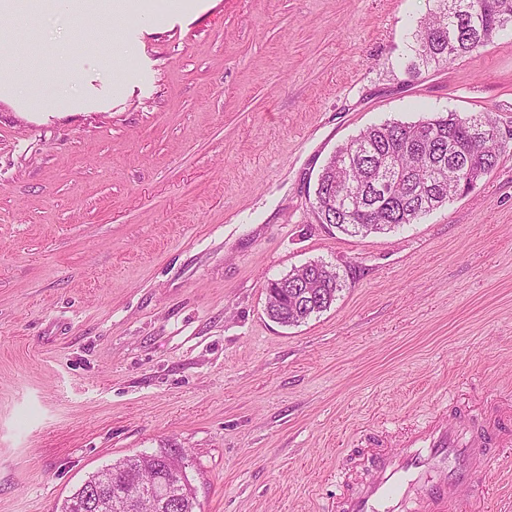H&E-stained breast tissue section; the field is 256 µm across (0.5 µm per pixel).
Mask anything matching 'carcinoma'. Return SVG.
I'll return each instance as SVG.
<instances>
[{
  "label": "carcinoma",
  "instance_id": "1",
  "mask_svg": "<svg viewBox=\"0 0 512 512\" xmlns=\"http://www.w3.org/2000/svg\"><path fill=\"white\" fill-rule=\"evenodd\" d=\"M413 34L407 73L447 65L512 32V0H427ZM487 113L448 112L415 122L371 125L336 149L318 176L312 208L319 223L350 235L384 233L413 224L473 189L512 150ZM343 280L336 268L313 261L266 288L267 315L296 326L336 301ZM180 457L163 450L112 463V492H129L127 476L162 477L177 499L163 512H195L187 475H174Z\"/></svg>",
  "mask_w": 512,
  "mask_h": 512
}]
</instances>
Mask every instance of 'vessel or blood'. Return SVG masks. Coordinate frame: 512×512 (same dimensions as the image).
I'll return each mask as SVG.
<instances>
[{
    "label": "vessel or blood",
    "mask_w": 512,
    "mask_h": 512,
    "mask_svg": "<svg viewBox=\"0 0 512 512\" xmlns=\"http://www.w3.org/2000/svg\"><path fill=\"white\" fill-rule=\"evenodd\" d=\"M510 427L511 408L484 421L436 416L393 446L361 449L336 512H458L464 501L480 512L477 480Z\"/></svg>",
    "instance_id": "vessel-or-blood-1"
}]
</instances>
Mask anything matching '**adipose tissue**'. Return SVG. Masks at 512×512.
I'll list each match as a JSON object with an SVG mask.
<instances>
[{
	"mask_svg": "<svg viewBox=\"0 0 512 512\" xmlns=\"http://www.w3.org/2000/svg\"><path fill=\"white\" fill-rule=\"evenodd\" d=\"M134 7L132 0H0V71L9 73V80L0 81V97L13 100L21 108L34 112H60L77 109L82 105L77 96L61 92L46 96L26 90L29 57L18 45L15 32L8 19L20 17L35 23L45 12L58 8L75 17L96 16L112 18L128 14ZM112 46L88 35L70 46L56 70V80L66 86L80 79L86 64L102 57H111Z\"/></svg>",
	"mask_w": 512,
	"mask_h": 512,
	"instance_id": "obj_1",
	"label": "adipose tissue"
}]
</instances>
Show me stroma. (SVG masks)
I'll use <instances>...</instances> for the list:
<instances>
[{
  "label": "stroma",
  "instance_id": "1",
  "mask_svg": "<svg viewBox=\"0 0 512 512\" xmlns=\"http://www.w3.org/2000/svg\"><path fill=\"white\" fill-rule=\"evenodd\" d=\"M425 0H169L90 27L87 108L0 99V512H60L94 471L179 448L197 512H331L363 439L512 402V153L417 223H319L317 176L361 129L434 112L512 128V35L413 77ZM346 286L285 327L270 281L313 260ZM478 484L512 512V450Z\"/></svg>",
  "mask_w": 512,
  "mask_h": 512
}]
</instances>
